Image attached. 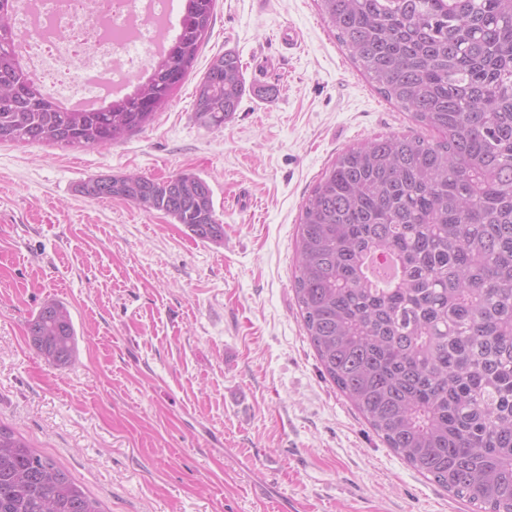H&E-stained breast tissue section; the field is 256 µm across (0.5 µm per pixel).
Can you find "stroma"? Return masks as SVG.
<instances>
[{
	"label": "stroma",
	"instance_id": "1",
	"mask_svg": "<svg viewBox=\"0 0 512 512\" xmlns=\"http://www.w3.org/2000/svg\"><path fill=\"white\" fill-rule=\"evenodd\" d=\"M238 54L247 91L219 129L195 86ZM365 79L317 0H216L168 109L103 149L0 144V423L105 512H472L386 447L322 372L292 290L298 215L336 156L416 133ZM210 185L220 244L83 196L98 174ZM67 304L71 364L26 337Z\"/></svg>",
	"mask_w": 512,
	"mask_h": 512
}]
</instances>
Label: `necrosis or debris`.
I'll use <instances>...</instances> for the list:
<instances>
[{
    "mask_svg": "<svg viewBox=\"0 0 512 512\" xmlns=\"http://www.w3.org/2000/svg\"><path fill=\"white\" fill-rule=\"evenodd\" d=\"M14 9L17 51L29 76L55 97L95 103L123 92L163 45L169 0H29Z\"/></svg>",
    "mask_w": 512,
    "mask_h": 512,
    "instance_id": "obj_1",
    "label": "necrosis or debris"
}]
</instances>
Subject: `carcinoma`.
I'll return each instance as SVG.
<instances>
[{"mask_svg": "<svg viewBox=\"0 0 512 512\" xmlns=\"http://www.w3.org/2000/svg\"><path fill=\"white\" fill-rule=\"evenodd\" d=\"M336 40L389 102L438 133L368 139L339 155L299 215L293 290L330 380L387 447L476 506L512 512V0H318ZM215 0H181L179 32L128 93L59 103L15 51L0 0V143L106 147L153 123L210 38ZM246 93L239 56L213 57L193 112L221 128ZM92 199L161 213L221 243L213 191L191 171L110 175ZM50 365L77 353L67 306L27 323ZM0 512H102L52 459L0 425Z\"/></svg>", "mask_w": 512, "mask_h": 512, "instance_id": "1", "label": "carcinoma"}]
</instances>
